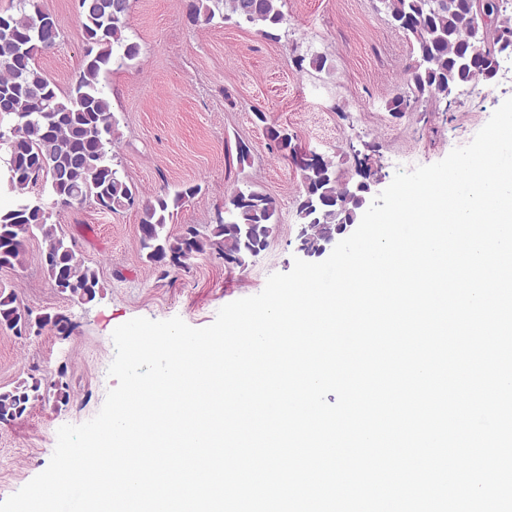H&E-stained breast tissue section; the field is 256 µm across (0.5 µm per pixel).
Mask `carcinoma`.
I'll list each match as a JSON object with an SVG mask.
<instances>
[{"mask_svg": "<svg viewBox=\"0 0 512 512\" xmlns=\"http://www.w3.org/2000/svg\"><path fill=\"white\" fill-rule=\"evenodd\" d=\"M280 0H189L188 17L208 25L216 15L257 28L264 38L277 41L284 15ZM396 30L411 45L406 67L407 89L387 102L388 111H409L414 98H448V90L476 79L494 78L512 45L509 0H379ZM82 17L84 62L69 92L59 93L55 82L36 65V56L53 48L59 38L55 15L40 0H18L14 13H0V116L11 120L0 128V150L6 152L10 188L20 200L0 207V266L22 262L27 239L39 232L46 244L44 264L54 287L62 294L90 302L99 284L97 272L77 256L76 244L48 223L49 212L28 197L38 183L48 187L55 205L71 208L94 201L101 210L116 212L141 208L139 251L160 276L185 269L197 256L215 252L224 262L243 266L270 243L278 224L276 200L261 191L236 189L224 197V215L199 230L188 225L178 235L166 230L167 219L201 191L187 184L145 200L112 165V137L116 120L101 76L122 68L140 54L129 39L131 0H78ZM266 136L275 150L291 159L300 172L302 190L296 215L305 229L298 244L314 250L341 235L358 219L369 187L365 183L341 186L336 166L314 154L297 158L292 137L267 124ZM69 335V319L61 314H34L12 290L0 288V332L17 338L44 330ZM42 379L35 376L11 388H0V423L24 417L40 396Z\"/></svg>", "mask_w": 512, "mask_h": 512, "instance_id": "carcinoma-1", "label": "carcinoma"}]
</instances>
